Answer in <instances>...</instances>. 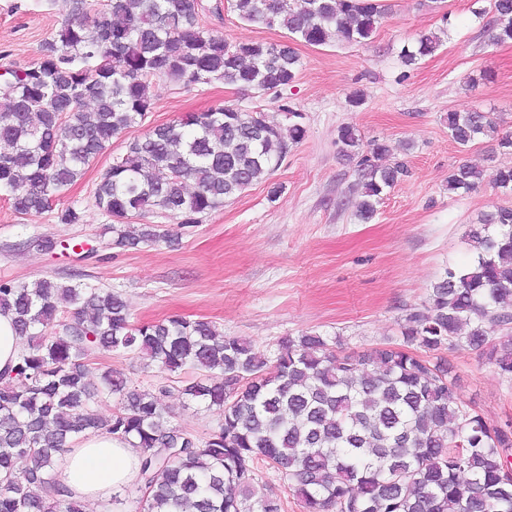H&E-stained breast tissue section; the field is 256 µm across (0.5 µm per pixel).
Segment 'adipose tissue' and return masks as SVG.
I'll return each mask as SVG.
<instances>
[{"mask_svg": "<svg viewBox=\"0 0 512 512\" xmlns=\"http://www.w3.org/2000/svg\"><path fill=\"white\" fill-rule=\"evenodd\" d=\"M138 460V449L127 442L104 432H88L81 435L72 451L64 454L61 481L75 497L98 502L136 478Z\"/></svg>", "mask_w": 512, "mask_h": 512, "instance_id": "obj_1", "label": "adipose tissue"}]
</instances>
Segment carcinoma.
I'll list each match as a JSON object with an SVG mask.
<instances>
[{"mask_svg":"<svg viewBox=\"0 0 512 512\" xmlns=\"http://www.w3.org/2000/svg\"><path fill=\"white\" fill-rule=\"evenodd\" d=\"M228 5L243 21L311 46L366 43L389 12L386 0ZM491 9L492 40L512 42V0H491ZM202 10L200 0H107L91 10L74 0L39 57L8 68L0 81V142L9 146L0 152V194L15 213H42L64 197L112 139L143 122L158 80L263 95L296 81L292 47L230 44L200 25ZM440 45L439 36L421 34L402 60L413 65ZM288 115L295 121L283 126L260 109L217 104L128 141L94 192L113 221L105 247L165 240L169 230L143 219L197 224L268 180L306 135L302 113ZM447 125L461 148L488 139L492 152L512 154V134L499 132L492 112L450 110ZM338 145L359 157L355 217L368 223L407 165L389 162L382 140L362 151L350 124L340 127ZM486 181L512 194V166L460 163L448 173V192L469 194ZM466 237L473 260L445 269L424 309L406 316L401 343L359 356L306 332L283 338L269 360L205 319L135 323L110 288L0 280V312L28 340L10 374L0 375V512H80L57 482L58 467L81 434L99 430L139 449L143 512H281L279 500L256 497V459L288 480L305 512H512L504 472L512 421L488 426L457 396L448 363L428 359L468 348L512 377V206L485 214ZM114 351L140 354L162 371H198L180 393L218 411L217 429L198 440L176 428L158 397L131 388L120 371L109 368L91 384V356ZM104 396L119 400L107 417L95 409Z\"/></svg>","mask_w":512,"mask_h":512,"instance_id":"1","label":"carcinoma"}]
</instances>
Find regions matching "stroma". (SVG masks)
<instances>
[{"instance_id":"stroma-1","label":"stroma","mask_w":512,"mask_h":512,"mask_svg":"<svg viewBox=\"0 0 512 512\" xmlns=\"http://www.w3.org/2000/svg\"><path fill=\"white\" fill-rule=\"evenodd\" d=\"M202 2V24L229 43L286 38L282 29L240 20L226 0ZM389 2L391 11L368 44L296 43L300 73L278 96L244 94L220 82L190 89L156 82L155 105L145 123L113 139L51 211L19 215L0 199V279L103 285L123 295L134 322L175 314L203 318L225 335L249 340L266 357L282 337L306 331L352 355L397 341L406 316L423 308L445 268L470 263L469 226L498 206L512 205V197L488 184L463 197L449 193V170L465 161L485 164L491 146L460 148L446 123L448 111L479 108L495 112L502 130L512 131V43H492L489 0ZM481 7L486 13L480 17ZM71 9L72 0H0V55L21 67L30 64ZM430 32L442 33L439 49L404 66L403 46ZM357 90L364 102L349 107L347 98ZM219 103L258 107L283 124L288 110L302 112L306 136L269 182L253 185L200 223L159 217L174 243L129 251L102 247L107 219L94 205V192L127 140L143 136L151 125ZM347 123L359 129L363 143L386 141L409 167L366 224L353 216L360 198L357 161L341 156L336 144ZM273 183L282 187L275 199L268 196ZM69 206L82 211L83 223L59 221ZM37 236L89 244L98 252L91 259L46 253L33 246ZM444 356L462 401L488 425L512 420V378L471 350H448ZM90 364L91 382L112 368L133 388L160 393L174 424L198 439L218 425L216 411L184 402L179 392L195 378L194 370L162 372L132 353L97 355ZM254 471L258 494L279 499L282 512H304L275 468L258 460Z\"/></svg>"}]
</instances>
